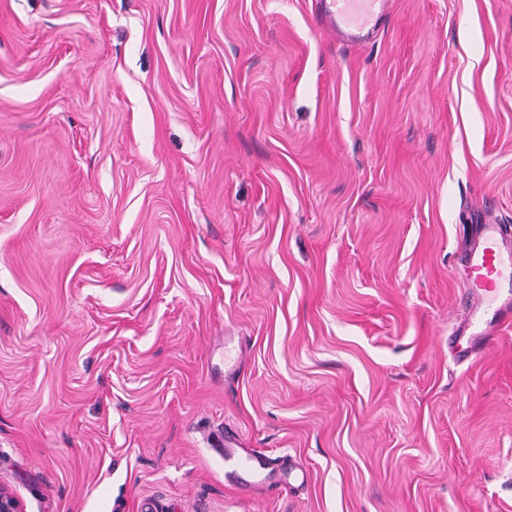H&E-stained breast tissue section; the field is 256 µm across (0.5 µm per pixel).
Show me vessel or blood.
I'll return each mask as SVG.
<instances>
[{
    "label": "vessel or blood",
    "mask_w": 512,
    "mask_h": 512,
    "mask_svg": "<svg viewBox=\"0 0 512 512\" xmlns=\"http://www.w3.org/2000/svg\"><path fill=\"white\" fill-rule=\"evenodd\" d=\"M386 13V0H328L326 23L337 33L362 30L377 25ZM469 285L478 293L493 292L508 270L512 269V253L506 252L503 230L496 223L479 228L478 239L464 257ZM224 461L231 468L250 466L253 471L267 470L266 460L233 448V437H226Z\"/></svg>",
    "instance_id": "1"
}]
</instances>
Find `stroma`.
Segmentation results:
<instances>
[{
    "label": "stroma",
    "instance_id": "1",
    "mask_svg": "<svg viewBox=\"0 0 512 512\" xmlns=\"http://www.w3.org/2000/svg\"><path fill=\"white\" fill-rule=\"evenodd\" d=\"M323 12L0 0L24 512H512V274L462 266L483 212L512 248V0H389L364 41ZM235 438L230 435L225 436V446L227 448H223L224 450V463H227L229 467L232 468V471L239 468L243 465H249L254 472L257 471H265L269 469V463L266 460H263L259 457H256L250 454L247 451L241 453L240 451H234V448H231L232 445L235 444Z\"/></svg>",
    "mask_w": 512,
    "mask_h": 512
}]
</instances>
